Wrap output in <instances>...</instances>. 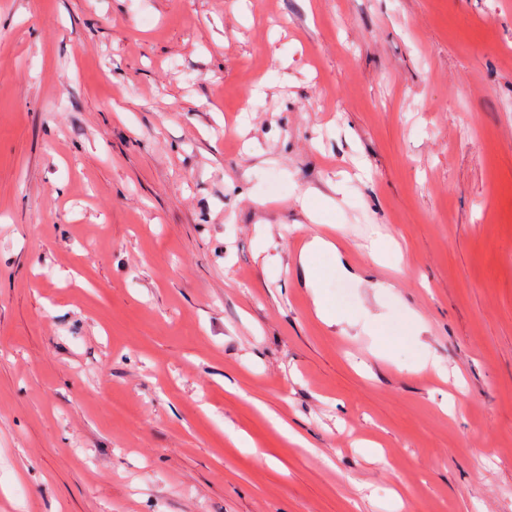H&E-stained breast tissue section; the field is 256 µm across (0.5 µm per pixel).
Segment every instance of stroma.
I'll use <instances>...</instances> for the list:
<instances>
[{
  "instance_id": "stroma-1",
  "label": "stroma",
  "mask_w": 512,
  "mask_h": 512,
  "mask_svg": "<svg viewBox=\"0 0 512 512\" xmlns=\"http://www.w3.org/2000/svg\"><path fill=\"white\" fill-rule=\"evenodd\" d=\"M0 512H512V0H0ZM321 252H336L337 253L336 245L332 241L326 239L322 235H314L309 240V242L304 246L302 253L300 255V258H299L300 264H301V266L304 267L307 276L311 280V284H312L313 288H316L315 287L316 273L313 270V268L311 267L310 257L313 254L321 253Z\"/></svg>"
}]
</instances>
